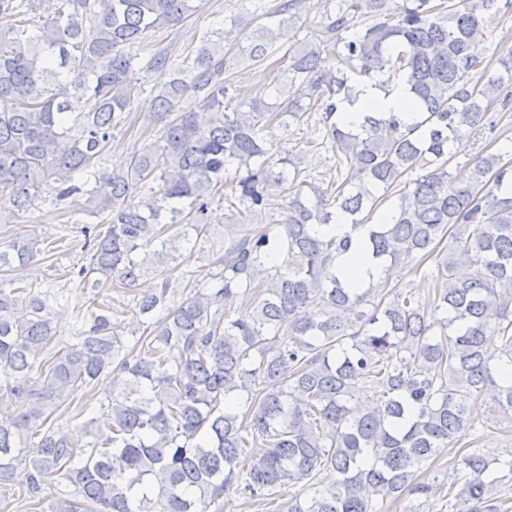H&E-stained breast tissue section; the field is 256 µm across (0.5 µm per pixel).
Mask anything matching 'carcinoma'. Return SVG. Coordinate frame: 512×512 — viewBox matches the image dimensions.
Here are the masks:
<instances>
[{"label":"carcinoma","instance_id":"cac0c4a2","mask_svg":"<svg viewBox=\"0 0 512 512\" xmlns=\"http://www.w3.org/2000/svg\"><path fill=\"white\" fill-rule=\"evenodd\" d=\"M240 2L233 25L266 22L243 43L207 32L175 65L164 50L143 63L140 48L197 0H0V223L49 193L105 223L83 227L82 287L155 280L129 309L68 313L72 342L57 348L67 306L31 273L48 251L35 237L0 241V272L10 271L0 278V488L22 487L39 512H210L232 490L265 500L298 485L312 495L288 498L284 512H388L410 496L512 512L502 493L512 452L489 460L474 449L450 473L418 474L477 431L470 400H487L481 426L512 421V158L488 152L453 168L448 149L512 104V56L484 82L470 78L512 0H336L310 43L295 39L302 0L274 11ZM230 39L247 67L283 52L298 94L270 103L230 92ZM144 68L158 81L142 113ZM369 83L403 91L415 121L377 108L357 127L342 121L338 106ZM189 92L201 113L174 112ZM316 112L321 136L306 147L330 141L346 169L325 188L300 178L299 157L277 139ZM137 122L156 139L109 169L115 136ZM274 188L286 212L264 225ZM221 200L222 230L208 222ZM337 211L368 226L365 247L384 266L366 287L336 266L351 236L314 231ZM166 217L181 235L163 237ZM184 242L207 264L181 273L176 301ZM402 267L431 279L430 308L394 277ZM129 311L130 348L113 321ZM102 377L112 390L90 394L79 414L91 417L60 432L69 391ZM21 399L29 409L17 414ZM248 446L257 452L244 465ZM325 468L337 478L322 489ZM55 475L72 490L47 503Z\"/></svg>","mask_w":512,"mask_h":512}]
</instances>
